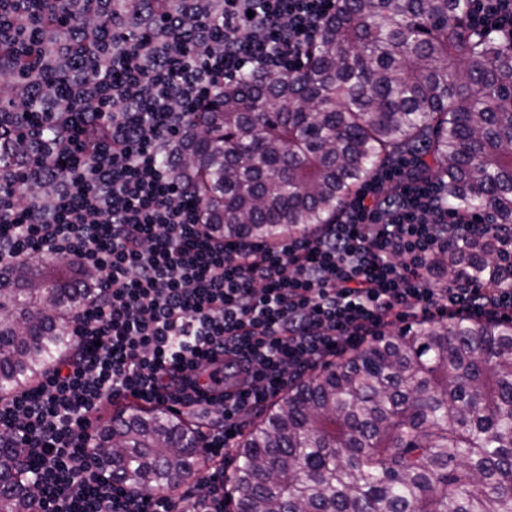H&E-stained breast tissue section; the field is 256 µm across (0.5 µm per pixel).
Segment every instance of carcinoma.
Segmentation results:
<instances>
[{"instance_id": "obj_1", "label": "carcinoma", "mask_w": 512, "mask_h": 512, "mask_svg": "<svg viewBox=\"0 0 512 512\" xmlns=\"http://www.w3.org/2000/svg\"><path fill=\"white\" fill-rule=\"evenodd\" d=\"M61 0H0L49 15ZM179 0H124L134 15ZM467 0H345L304 74L239 82L177 146L212 233L277 242L330 224L380 166L422 157L461 212L512 224V46L471 27ZM41 59L32 39L0 55ZM475 240L437 254L479 281L512 276ZM0 283V398L71 353L93 288L71 260L35 254ZM112 477L178 490L200 470L197 435L129 407L96 437ZM286 454L283 469L274 457ZM23 450L0 440V512H31ZM235 512H512V322L455 314L383 332L322 362L243 437Z\"/></svg>"}]
</instances>
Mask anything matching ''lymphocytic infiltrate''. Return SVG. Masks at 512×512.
I'll list each match as a JSON object with an SVG mask.
<instances>
[{
  "instance_id": "f902f5d3",
  "label": "lymphocytic infiltrate",
  "mask_w": 512,
  "mask_h": 512,
  "mask_svg": "<svg viewBox=\"0 0 512 512\" xmlns=\"http://www.w3.org/2000/svg\"><path fill=\"white\" fill-rule=\"evenodd\" d=\"M68 2L114 34L89 42L105 61L97 75L68 65L77 40L38 17L13 15L5 31L40 41L83 109L42 96L25 154L0 164V267L39 251L98 276L70 325L75 355L0 401V436L21 442L37 476L33 512H224L217 471L204 494L179 498L113 480L95 439L118 397L203 414L199 446L214 461L251 408L397 321L512 319V279L483 285L460 271L435 283L444 248L482 238L512 256V225L450 208L438 184L414 176L417 157L377 169L335 223L274 245L214 236L179 175L174 146L192 118L244 78L302 72L341 0H182L187 43L177 21L154 36L151 18L115 0ZM470 23L511 45L512 0H470Z\"/></svg>"
}]
</instances>
